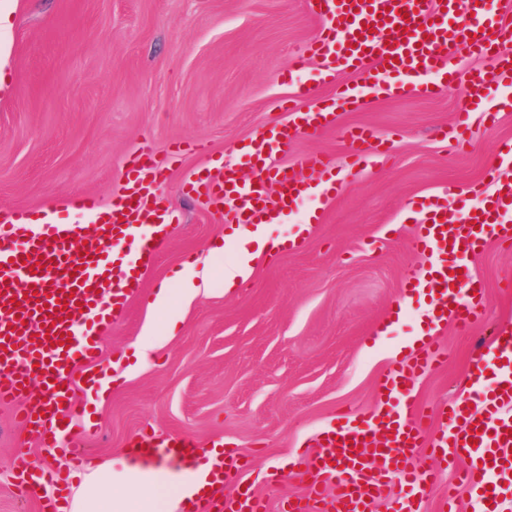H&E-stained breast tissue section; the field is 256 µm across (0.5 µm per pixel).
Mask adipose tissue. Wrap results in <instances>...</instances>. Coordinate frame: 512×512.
Returning <instances> with one entry per match:
<instances>
[{
  "label": "adipose tissue",
  "instance_id": "obj_1",
  "mask_svg": "<svg viewBox=\"0 0 512 512\" xmlns=\"http://www.w3.org/2000/svg\"><path fill=\"white\" fill-rule=\"evenodd\" d=\"M185 488L163 469L127 456L121 469L89 468L70 496V512H180Z\"/></svg>",
  "mask_w": 512,
  "mask_h": 512
}]
</instances>
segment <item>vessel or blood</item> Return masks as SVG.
Instances as JSON below:
<instances>
[{"mask_svg": "<svg viewBox=\"0 0 512 512\" xmlns=\"http://www.w3.org/2000/svg\"><path fill=\"white\" fill-rule=\"evenodd\" d=\"M310 11L320 30L302 57L319 61L318 81L331 86L332 95L317 100L310 86H299L297 96L306 107H288L287 121L261 128L248 145L255 160L250 181L222 166L217 175L190 184L191 194L249 229L282 223L303 201L340 196L349 179L379 157L383 141L367 127L349 130L347 175L332 180L331 156H304L294 173L267 166L269 151L286 150L296 137L334 125L336 110H360L369 90L445 95L459 46L487 54L512 41V29L498 19V0H312ZM349 70L363 72L364 84L340 82L339 74ZM497 159L489 184L472 185L452 201L444 195L418 201L422 221L410 247L433 264L424 277L418 267H409L398 298L406 300L407 289L428 288L431 301L421 313L428 340L379 373L385 399L377 411L319 435L303 466L289 474L304 482L303 497L281 501L280 512H371V501L388 494L386 477L392 471L408 488L399 512H420L451 457L468 462L462 484L472 512H499L500 497L512 486V416L502 412L512 404V325H498L471 361L472 384L489 373L497 378L480 413L462 396L442 410L434 427L411 397L415 381L448 360L436 346L440 331L451 322L474 329L484 317L483 292L474 287L465 262L468 250L491 239L512 241V178L504 174L512 167V140L499 147ZM161 172L150 146L141 145L110 202L93 194L66 201V208L88 218L85 226L41 210H0V403L18 405V422L38 437L40 447L61 452L55 472L44 470L29 452L14 457L15 486L20 496L37 501L39 512H64V496L41 495L40 486L87 458L82 442L91 423L76 410L72 375L78 362L97 360L99 346L78 329L116 320L139 298V274L164 243L153 226H164L170 235L181 225L180 215L161 207L154 190ZM34 384L42 397L29 407L23 399ZM132 451L146 463L164 460L180 468L201 447L188 435L159 441L146 432ZM248 467L236 450L225 449L208 470L197 473L192 512H267V504L245 485ZM231 483L236 493H226Z\"/></svg>", "mask_w": 512, "mask_h": 512, "instance_id": "1", "label": "vessel or blood"}]
</instances>
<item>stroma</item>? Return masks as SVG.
<instances>
[{"mask_svg":"<svg viewBox=\"0 0 512 512\" xmlns=\"http://www.w3.org/2000/svg\"><path fill=\"white\" fill-rule=\"evenodd\" d=\"M4 15L0 209H44L84 192L107 202L138 144L152 143L160 156L173 143L184 148L157 186L183 223L142 277L143 300L99 332L93 371L110 387L90 411V459L120 463L146 430L186 434L247 454L251 488L271 505L300 493L299 482L286 480L293 461L344 412L374 410L378 372L406 357L422 331L415 309L425 296L395 306L405 270L420 262L409 243L412 202L486 181L500 142L512 139L510 110L479 124L466 149L455 145L453 116L469 103L467 81L491 71L490 60L460 48L447 95H368L359 111L339 113L320 136L299 137L277 155V165L292 169L311 152L340 162L345 128L393 136L389 160L323 205L303 247L260 256L252 277L228 294L233 225L190 198L184 183L214 172L219 160L250 177L242 146L281 120V104L316 77L313 60L289 69L318 33L306 0H0ZM205 257L208 287L170 326L152 307L156 289L177 290V269ZM468 263L490 306L480 330L451 324L440 334L448 361L415 388L432 419L463 393L477 344L493 326L512 323V245H487ZM149 323L166 341L142 363L138 344ZM16 412L0 405V512H37L14 494L11 457L26 448L46 463L54 458L14 425Z\"/></svg>","mask_w":512,"mask_h":512,"instance_id":"obj_1","label":"stroma"}]
</instances>
